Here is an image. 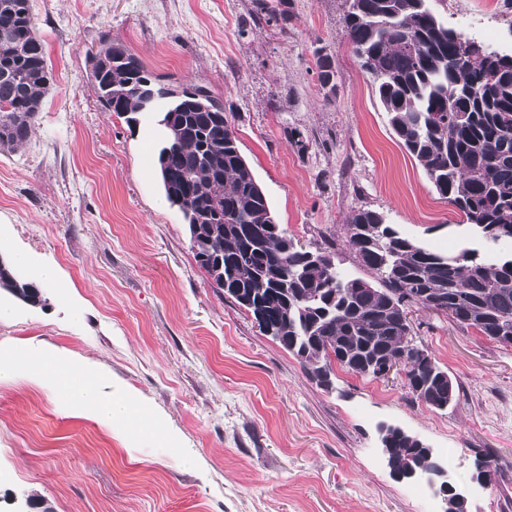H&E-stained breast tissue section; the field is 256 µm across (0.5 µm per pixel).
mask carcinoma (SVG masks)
<instances>
[{
    "label": "carcinoma",
    "mask_w": 512,
    "mask_h": 512,
    "mask_svg": "<svg viewBox=\"0 0 512 512\" xmlns=\"http://www.w3.org/2000/svg\"><path fill=\"white\" fill-rule=\"evenodd\" d=\"M346 4L353 52L400 143L484 241L512 242V54L494 57L463 39L429 0ZM89 68L104 111L135 124L140 113L161 109L166 135L157 169L170 206L185 224L200 225L192 242L196 262L220 289L271 292L268 323L282 331L280 345L319 385L328 387L336 366L376 378L379 364L407 354V308H425L435 298L462 329L495 343L501 334L512 336V259L492 260L476 249L440 255L400 235L379 212L360 208L344 225V237L374 281L309 262L277 223L224 104L208 88L163 79L121 43L104 44ZM315 69L328 99L336 93L333 55L318 49ZM52 83L29 0H0L1 151L27 140ZM247 224H273L276 232L250 252L239 232ZM269 254L281 262L273 284L256 275ZM219 261L225 277L215 272ZM4 264L8 293L29 306L41 304V288L12 260ZM405 374L412 398L433 411L459 396L458 385L441 386L411 362ZM382 447L390 449L389 468L399 479L427 464L425 450L405 434L388 432Z\"/></svg>",
    "instance_id": "obj_1"
}]
</instances>
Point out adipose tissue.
I'll use <instances>...</instances> for the list:
<instances>
[{
    "instance_id": "1",
    "label": "adipose tissue",
    "mask_w": 512,
    "mask_h": 512,
    "mask_svg": "<svg viewBox=\"0 0 512 512\" xmlns=\"http://www.w3.org/2000/svg\"><path fill=\"white\" fill-rule=\"evenodd\" d=\"M20 372L49 379L61 403L75 405L104 425L120 430L132 426L141 437L155 433L148 413L130 391L106 387L94 371L74 365L54 351L22 352L0 361V375Z\"/></svg>"
}]
</instances>
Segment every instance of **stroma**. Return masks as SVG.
Returning a JSON list of instances; mask_svg holds the SVG:
<instances>
[{
    "mask_svg": "<svg viewBox=\"0 0 512 512\" xmlns=\"http://www.w3.org/2000/svg\"><path fill=\"white\" fill-rule=\"evenodd\" d=\"M30 0L53 85L29 138L0 151V255L59 270L45 305L0 294V351L50 348L126 388L177 442H130L63 407L49 381L0 376V512H444L438 485L396 481L378 441L388 422L418 436L470 512H512V347L412 307L418 345L460 387L446 410L412 400L400 375L336 370L322 389L194 258L156 172L162 128L103 111L87 58L124 44L154 73L208 87L232 116L276 219L300 243L343 241L354 210L383 214L440 252L480 248L393 134L342 25L345 0ZM464 38L512 52V0H429ZM336 59L325 99L314 52ZM299 132L294 144L289 131ZM508 462L497 488L473 481L482 452Z\"/></svg>",
    "mask_w": 512,
    "mask_h": 512,
    "instance_id": "35a3bbf8",
    "label": "stroma"
}]
</instances>
